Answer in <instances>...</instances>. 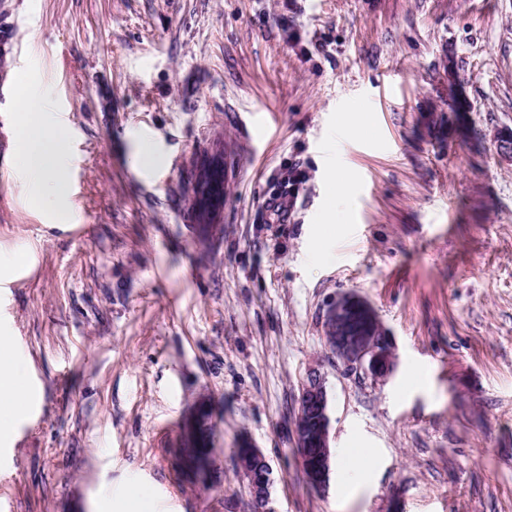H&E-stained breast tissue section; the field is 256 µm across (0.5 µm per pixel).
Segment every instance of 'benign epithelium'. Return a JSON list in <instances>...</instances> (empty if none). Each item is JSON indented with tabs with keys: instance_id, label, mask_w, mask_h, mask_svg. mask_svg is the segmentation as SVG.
I'll list each match as a JSON object with an SVG mask.
<instances>
[{
	"instance_id": "obj_1",
	"label": "benign epithelium",
	"mask_w": 512,
	"mask_h": 512,
	"mask_svg": "<svg viewBox=\"0 0 512 512\" xmlns=\"http://www.w3.org/2000/svg\"><path fill=\"white\" fill-rule=\"evenodd\" d=\"M498 157L512 164V129L493 135ZM224 168V153L212 149L195 168L201 178L192 183L194 214L201 224H214L224 206V189L212 173ZM323 332L327 357L343 367L374 381L390 376L396 354L386 329L371 303L356 293L345 292L331 301L323 313ZM298 409L293 419L294 453L310 487L325 489L330 480L333 453L330 446L331 415L324 374L311 369L301 383ZM207 426L202 411L186 421L192 441L199 440L201 428ZM237 458L247 481L254 512H273L269 507L272 469L253 447L240 448Z\"/></svg>"
}]
</instances>
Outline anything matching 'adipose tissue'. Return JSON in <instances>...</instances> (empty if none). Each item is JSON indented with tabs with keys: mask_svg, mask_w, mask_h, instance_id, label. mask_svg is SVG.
<instances>
[{
	"mask_svg": "<svg viewBox=\"0 0 512 512\" xmlns=\"http://www.w3.org/2000/svg\"><path fill=\"white\" fill-rule=\"evenodd\" d=\"M45 111L44 98L26 94L18 100L20 171L27 178L32 203L55 223L66 224L73 210L66 182L68 131L48 126ZM23 385L16 352L8 339L0 337V425L18 417L24 406Z\"/></svg>",
	"mask_w": 512,
	"mask_h": 512,
	"instance_id": "obj_1",
	"label": "adipose tissue"
}]
</instances>
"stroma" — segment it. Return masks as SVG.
Returning a JSON list of instances; mask_svg holds the SVG:
<instances>
[{
  "instance_id": "obj_1",
  "label": "stroma",
  "mask_w": 512,
  "mask_h": 512,
  "mask_svg": "<svg viewBox=\"0 0 512 512\" xmlns=\"http://www.w3.org/2000/svg\"><path fill=\"white\" fill-rule=\"evenodd\" d=\"M0 30V336L37 396L0 439V512H129L133 484L139 512H253L244 443L274 512H512V164L492 141L512 128V0H0ZM23 86L69 130L81 230L28 201ZM216 146L228 191L204 231L184 176ZM348 291L393 340L385 381L325 353ZM314 367L340 461L322 492L290 432ZM201 407L204 476L175 456ZM237 458L247 481L254 511L273 512L269 507L272 469L258 448H238Z\"/></svg>"
}]
</instances>
